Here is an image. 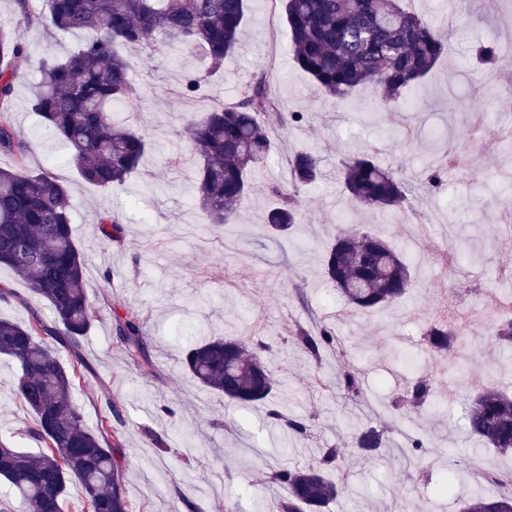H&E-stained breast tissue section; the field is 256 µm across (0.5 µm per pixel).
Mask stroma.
<instances>
[{
  "label": "stroma",
  "mask_w": 512,
  "mask_h": 512,
  "mask_svg": "<svg viewBox=\"0 0 512 512\" xmlns=\"http://www.w3.org/2000/svg\"><path fill=\"white\" fill-rule=\"evenodd\" d=\"M459 24L474 38L512 34V0H462ZM28 58L17 68L12 103L15 126L28 139L31 166L49 170L74 187L72 229L81 249L88 292L99 312L83 341L82 355L93 368L77 381L72 397L84 422L97 428L108 406L123 417L118 461L129 499L138 512H174L183 494L201 512H270L284 490L271 482L273 467H305L323 448L341 449L336 481L349 493L330 504V512H459L460 500L475 491L498 496V486L473 482L457 469L455 497L437 494L448 474V461L479 458L486 469H512V457L479 450L464 429V414L476 388L487 381L512 394V361L495 343L469 346L458 366H440L439 354L420 352L414 339L447 302L448 269L433 262L448 225L442 209L454 207L459 219L461 289L457 310L480 331L490 320L506 271H512V234L501 232L500 212L512 205V148L502 139V124L512 120L507 73L479 72L466 46L441 58L414 99L398 109L413 139L386 135L363 121L374 111L371 88L344 100L322 95L293 61L288 29L279 0H249L239 49L224 61V71L210 78L206 96L182 98L177 82L201 74L193 58H176L164 45L152 52L131 50L132 78L143 99L126 111L128 125L146 131L158 144L137 178L109 190L85 184L69 162V150L44 130L31 110L39 66L63 59L77 49L81 34L51 36L29 30ZM266 74L270 89L285 109L309 113L307 123L280 131L266 168L256 175L257 189L241 203L235 224L209 231L190 218L187 193L195 161L183 132V118L206 111L214 102L237 101L243 84ZM486 115L482 137L464 139L467 175L448 173L438 192L414 201L416 221L429 230L419 239L414 287L402 311L392 308L356 311L322 279L321 256L337 226L366 224L407 253L412 228L385 224L371 212L355 209L336 169L349 154L373 144L378 160L406 176H421L434 155V144L462 137L472 123L473 107ZM320 151L326 177L303 190L299 225L285 235L263 224L275 204L264 187L287 185L288 159L298 149ZM152 191H145V183ZM121 216L122 245H104L96 231L105 212ZM139 312L148 352L158 374L147 377L131 365L116 341L115 318ZM333 324L341 338L340 355L309 360L287 342L291 326ZM233 338L254 337L267 343L262 358L276 378L274 399L284 413L306 419L310 436H295L271 423L264 405L249 411L233 408L197 384L183 364L184 350L198 333ZM356 370L367 392L401 400L405 384L428 376L434 381V409L425 428L430 451L408 464L397 451L404 442L394 431L392 447L373 458L356 448L357 426L365 411L336 392V372ZM14 363L0 356V437L37 452L38 443L24 434L29 412L12 394Z\"/></svg>",
  "instance_id": "35a3bbf8"
}]
</instances>
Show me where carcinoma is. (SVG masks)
Segmentation results:
<instances>
[{"mask_svg": "<svg viewBox=\"0 0 512 512\" xmlns=\"http://www.w3.org/2000/svg\"><path fill=\"white\" fill-rule=\"evenodd\" d=\"M20 24L0 26V155L12 158L0 166V266L9 269L52 313L46 319L35 308L28 322L0 318V356L17 364L13 393L30 412L25 433L44 444L29 454L0 439V476L17 490L27 512H62L67 483L75 480L85 494V512H136L123 489L122 469L112 440L121 422L112 401L109 414L97 429H89L71 391L76 376L91 372L82 356L98 308L87 291L85 265L72 231L70 184L53 174L29 168L30 145L14 124L12 100L17 64L28 56L26 33L80 32L84 39L62 60L45 62L31 107L44 128L70 150L82 180L100 188L122 186L136 175L151 148L140 130L112 120L110 112L131 107L141 99L131 76L126 50H150L163 41L175 54L201 55L217 72L239 46L247 20V0H46V11L33 12L29 0H14ZM290 33L295 64L325 94L343 100L371 86L378 94L379 111L368 118L394 137L406 127L392 104L418 88L453 43L468 32L461 27L441 36L434 22L406 8L405 0H281ZM482 63L500 64L491 41L476 46ZM280 106L271 96L266 77L245 85L231 104L216 102L202 115L184 118V132L197 158L191 202L212 228L234 223L237 206L254 189L249 175L264 168L272 147V128L258 116ZM375 148L342 162L339 178L351 200L364 210L403 214L420 191L438 186L450 167L462 166V155L448 147L418 180L381 167ZM323 160L310 149L292 154L287 187H272L280 206L269 211L267 226L284 233L297 224L299 191L322 176ZM97 231L107 244L123 242L119 216L107 212ZM323 277L353 308L394 307L413 287L408 266L389 241L367 228L340 227L323 257ZM495 343L512 351V318L491 323ZM116 334L129 362L146 374L154 365L146 352L143 320L128 311L116 318ZM291 340L315 360L339 352L340 337L328 323L296 326ZM430 350L448 358L464 350L461 323L453 312L437 316L426 332ZM63 348L71 356L65 367L56 355ZM266 346L259 341L213 338L196 342L184 354V364L198 382L231 405L246 409L270 399L275 378L260 358ZM336 390L347 401L364 405L379 422L358 430L356 445L363 457L387 447L393 405L371 401L358 374H336ZM434 398L428 379L406 385V403L418 411ZM267 416L292 433L305 436L310 425L285 418L272 406ZM467 434L499 455L512 454V397L487 384L474 393L465 415ZM427 432L411 429L403 454L419 458L428 453ZM341 449L323 448L306 468L279 467L271 480L286 496L273 512H324L341 496L344 484L329 473L338 469ZM488 481L504 492L496 498L474 493L460 512H512V473H488Z\"/></svg>", "mask_w": 512, "mask_h": 512, "instance_id": "obj_1", "label": "carcinoma"}]
</instances>
